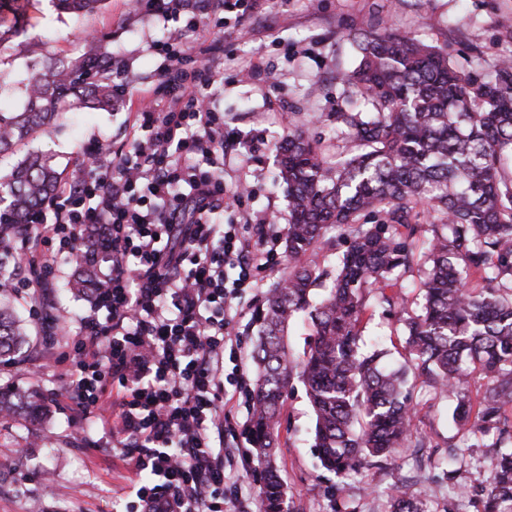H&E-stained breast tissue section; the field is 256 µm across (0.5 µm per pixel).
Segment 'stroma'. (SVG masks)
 Listing matches in <instances>:
<instances>
[{
	"label": "stroma",
	"mask_w": 512,
	"mask_h": 512,
	"mask_svg": "<svg viewBox=\"0 0 512 512\" xmlns=\"http://www.w3.org/2000/svg\"><path fill=\"white\" fill-rule=\"evenodd\" d=\"M241 9L224 14V55L262 62L277 73V81L258 74L246 79L232 68L224 70V84L210 97L212 108L224 115V137L240 143L238 160L224 171V185L235 190L239 181L252 188L239 204L226 209L224 222H241L244 214L267 211L274 230L284 231L290 212L284 187L274 182V144L288 131L292 113H300L306 133L328 155L340 144L336 115L347 111L346 86L340 75L352 69L356 54L348 33L381 27L415 36L448 54L458 69L490 73L512 57V0H287L273 19L270 31L249 39L234 32ZM29 36L41 40L39 55L13 45L0 55L5 76V99L11 109L24 102L16 83L35 58L76 57L89 37L124 58L135 84L159 79L160 59L151 43L166 41L174 27L155 17H143L133 0H106L100 12L82 17L58 15L47 0H32ZM126 109L70 112L48 132L16 152L0 155V175L26 152L52 157L61 175L86 162L87 147L106 145L111 152L127 150ZM76 270L63 261L55 272L53 301L68 314L57 329L54 344H46L45 314L35 313L30 295L15 296L25 322L28 341L12 358L0 362V388L21 391L10 418L0 421V512H124L126 465L119 450L104 447L105 437L92 422L75 423L57 396L61 381L46 369L49 353L66 350L80 317L89 311V295L67 287ZM287 272L285 262L259 272L262 290L242 297L239 332L240 364L251 366L256 341L253 322L265 294ZM366 343H381L393 365L409 363L402 327L383 310L364 321ZM411 405L416 426L429 437L424 448H407L387 464L364 466L338 476L322 469L313 448V416L299 381H292L281 417L277 465L287 486L291 512H388L396 484L407 483L424 493L428 512H481L482 489L493 471L499 451L462 435L453 422L454 400L418 388ZM81 431L86 447H76L74 431Z\"/></svg>",
	"instance_id": "1"
}]
</instances>
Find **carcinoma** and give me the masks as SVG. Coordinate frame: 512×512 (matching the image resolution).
I'll return each mask as SVG.
<instances>
[{"mask_svg": "<svg viewBox=\"0 0 512 512\" xmlns=\"http://www.w3.org/2000/svg\"><path fill=\"white\" fill-rule=\"evenodd\" d=\"M60 15L98 12L105 0H51ZM29 0H0V48L22 36ZM354 69L344 82L368 111L336 113L345 150L331 158L303 125L277 145L278 177L288 192L286 277L271 289L255 322L259 338L250 442L262 468L259 512H284L276 465L283 394L292 376L312 407L321 467L346 475L400 448H425L413 423L409 371L383 364L385 352H360L370 306L398 315L414 369L433 390L456 398L453 418L501 449L483 490L482 512H512V59L495 75L457 71L434 46L390 29L354 35ZM112 56L97 39L80 59L56 57L21 80V112L0 106V154L48 128L71 104L112 109ZM56 171L39 154L0 179V243L10 229L36 224ZM431 235L417 237L422 216ZM331 229L340 230L332 241ZM341 246L330 272L301 262ZM419 266V311L387 289ZM330 278L320 294L313 288ZM313 334L294 360L293 320ZM24 342L20 320L0 294V358ZM483 397L466 393L473 375ZM391 512H426L420 494L400 484Z\"/></svg>", "mask_w": 512, "mask_h": 512, "instance_id": "carcinoma-1", "label": "carcinoma"}]
</instances>
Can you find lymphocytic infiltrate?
<instances>
[{"label": "lymphocytic infiltrate", "mask_w": 512, "mask_h": 512, "mask_svg": "<svg viewBox=\"0 0 512 512\" xmlns=\"http://www.w3.org/2000/svg\"><path fill=\"white\" fill-rule=\"evenodd\" d=\"M228 3L137 0L144 16L189 14L205 63L185 69L180 32L154 43L168 64L130 103V151L76 170L48 202L54 223L19 230L30 245L11 288L43 307L59 261L81 257L79 227H104L90 259L109 272L54 365L67 408L94 417L131 466L127 512H242L253 496L227 467L224 358L241 349L238 299L257 289L255 270L273 266L278 237L261 212L221 229L212 222L237 149L206 101L224 79L210 33L223 29Z\"/></svg>", "instance_id": "lymphocytic-infiltrate-1"}]
</instances>
